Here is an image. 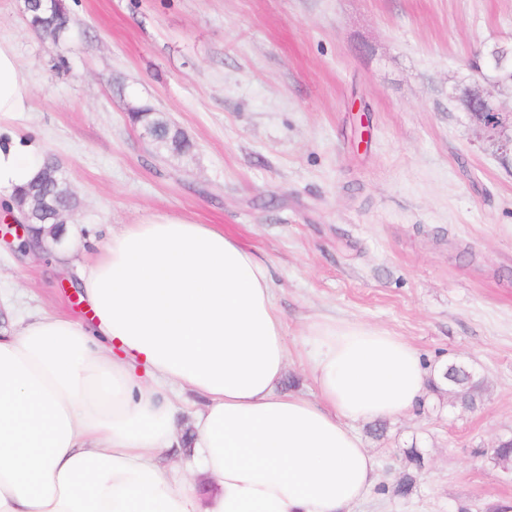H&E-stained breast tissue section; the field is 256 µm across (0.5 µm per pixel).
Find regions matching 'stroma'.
I'll return each instance as SVG.
<instances>
[{"label": "stroma", "mask_w": 512, "mask_h": 512, "mask_svg": "<svg viewBox=\"0 0 512 512\" xmlns=\"http://www.w3.org/2000/svg\"><path fill=\"white\" fill-rule=\"evenodd\" d=\"M59 40L0 0V41L28 75L0 135L39 142L78 206L108 228L158 213L215 224L268 266L291 358L282 386L312 394L297 353L321 314L409 341L429 366L484 381L477 407L427 391L409 415L358 425L377 487L357 512H488L512 504L491 459L512 437V155L464 112L487 46L512 45V0H62ZM193 143L158 157L134 112ZM0 195V293L15 315L82 319L66 266L21 251ZM423 457L411 495L393 487Z\"/></svg>", "instance_id": "35a3bbf8"}]
</instances>
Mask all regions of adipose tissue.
Returning a JSON list of instances; mask_svg holds the SVG:
<instances>
[{
    "label": "adipose tissue",
    "instance_id": "ef3b65f1",
    "mask_svg": "<svg viewBox=\"0 0 512 512\" xmlns=\"http://www.w3.org/2000/svg\"><path fill=\"white\" fill-rule=\"evenodd\" d=\"M26 94L0 42V117ZM37 151L0 139V191L35 177ZM78 246L96 253L79 284L91 324L37 312L0 331V512H354L377 471L354 426L420 403L414 347L319 317L303 341L315 393L287 392L269 269L223 229L158 214ZM186 410L193 453L160 467Z\"/></svg>",
    "mask_w": 512,
    "mask_h": 512
}]
</instances>
